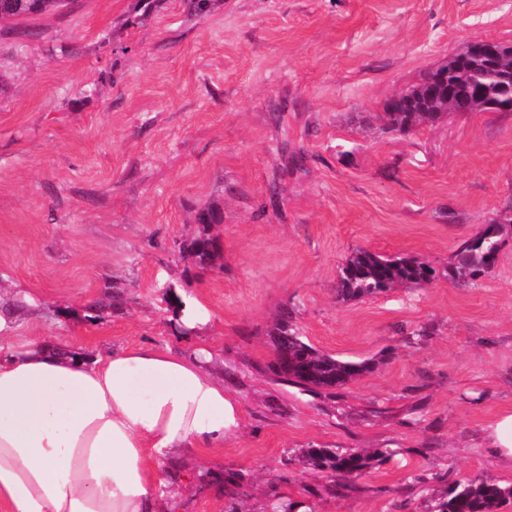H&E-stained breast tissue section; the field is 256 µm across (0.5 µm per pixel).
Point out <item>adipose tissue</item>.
Wrapping results in <instances>:
<instances>
[{"label":"adipose tissue","instance_id":"ef3b65f1","mask_svg":"<svg viewBox=\"0 0 512 512\" xmlns=\"http://www.w3.org/2000/svg\"><path fill=\"white\" fill-rule=\"evenodd\" d=\"M213 357L0 345V512H166L162 467L238 424Z\"/></svg>","mask_w":512,"mask_h":512}]
</instances>
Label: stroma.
Returning a JSON list of instances; mask_svg holds the SVG:
<instances>
[{"label": "stroma", "instance_id": "obj_1", "mask_svg": "<svg viewBox=\"0 0 512 512\" xmlns=\"http://www.w3.org/2000/svg\"><path fill=\"white\" fill-rule=\"evenodd\" d=\"M134 25H126L129 16ZM512 44V0H67L0 24V289L14 338L80 353L213 348L241 412L223 447L196 448L176 512H428L458 479L512 485L483 436L512 413V112L453 114L406 135L374 120L475 39ZM220 209L206 267L182 252ZM495 265L446 269L490 219ZM359 249L411 256L437 279L339 302ZM122 286L121 311L107 308ZM210 320L186 334L171 293ZM318 352L374 360L320 394L278 381L281 308ZM392 449L349 488L302 449Z\"/></svg>", "mask_w": 512, "mask_h": 512}]
</instances>
